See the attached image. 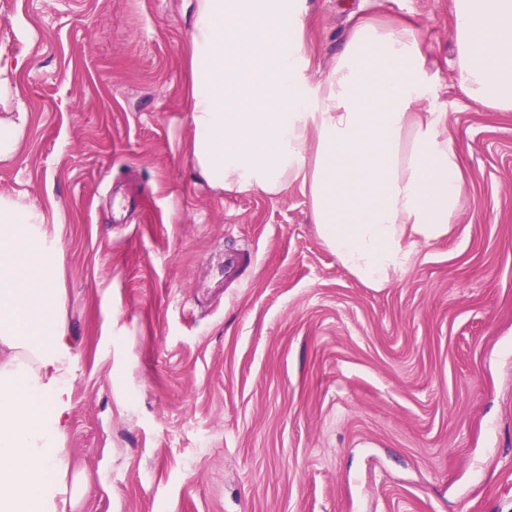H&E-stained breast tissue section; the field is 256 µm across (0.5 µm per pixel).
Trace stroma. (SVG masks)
I'll return each mask as SVG.
<instances>
[{
  "label": "stroma",
  "instance_id": "35a3bbf8",
  "mask_svg": "<svg viewBox=\"0 0 512 512\" xmlns=\"http://www.w3.org/2000/svg\"><path fill=\"white\" fill-rule=\"evenodd\" d=\"M307 8L315 81L357 16L416 23L461 159L451 232L383 288L299 187L197 177L192 0H0V197L63 249L76 512H512V112L459 90L452 0ZM22 123L0 122V158L13 153L17 141L22 133Z\"/></svg>",
  "mask_w": 512,
  "mask_h": 512
}]
</instances>
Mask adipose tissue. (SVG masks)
Here are the masks:
<instances>
[{
  "label": "adipose tissue",
  "mask_w": 512,
  "mask_h": 512,
  "mask_svg": "<svg viewBox=\"0 0 512 512\" xmlns=\"http://www.w3.org/2000/svg\"><path fill=\"white\" fill-rule=\"evenodd\" d=\"M305 0H194L191 152L199 177L270 196L299 186L324 246L371 288L448 235L463 196L447 113L411 24L363 19L311 82ZM456 80L512 112V0H453ZM62 253L42 214L0 197V512H67L84 484L62 446Z\"/></svg>",
  "instance_id": "ef3b65f1"
}]
</instances>
